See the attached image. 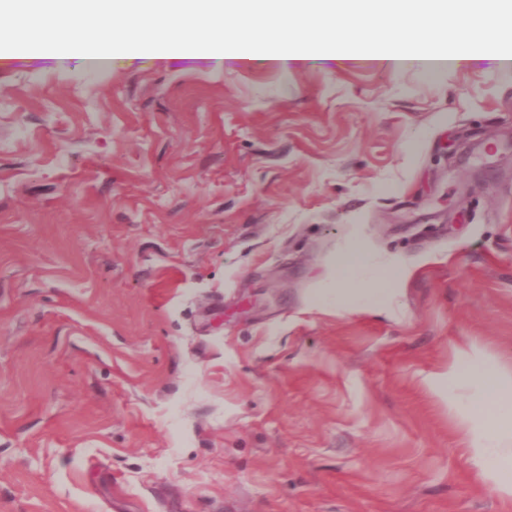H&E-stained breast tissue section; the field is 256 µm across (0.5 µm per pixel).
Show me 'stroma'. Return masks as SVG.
<instances>
[{"label": "stroma", "mask_w": 512, "mask_h": 512, "mask_svg": "<svg viewBox=\"0 0 512 512\" xmlns=\"http://www.w3.org/2000/svg\"><path fill=\"white\" fill-rule=\"evenodd\" d=\"M464 342L512 370L511 71L0 67V512H512ZM364 254L359 243H352L336 260V299L371 300L387 292L386 288H380V282L367 281L358 275L365 264ZM444 375L454 392L448 403L462 423L464 452L477 479L501 497L512 498V482L502 479L501 469L502 463L512 461V371L492 363L481 348L463 345ZM471 404V411L462 409ZM474 416L479 427L471 426Z\"/></svg>", "instance_id": "stroma-1"}]
</instances>
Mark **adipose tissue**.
<instances>
[{
  "label": "adipose tissue",
  "instance_id": "ef3b65f1",
  "mask_svg": "<svg viewBox=\"0 0 512 512\" xmlns=\"http://www.w3.org/2000/svg\"><path fill=\"white\" fill-rule=\"evenodd\" d=\"M66 20L64 43L47 47L30 41L14 52L13 30L37 23L46 0H30L27 11L13 14L10 28H0V62L19 59L54 66L78 62L84 68L109 71L174 60L221 67L246 62L253 67L370 63L392 70L414 68L435 74L482 60L502 70L512 69V21L501 19L499 31L486 30L482 19L500 0H53ZM233 28H226L227 17ZM123 29L111 48H98L94 33L107 32L114 19ZM410 21L409 45L388 50L372 43L373 28L396 34ZM346 24L340 48L328 49L327 37ZM278 25L273 47L248 50L250 30ZM161 27L163 37L150 46L133 40L134 30ZM496 40V51L472 53L476 33ZM451 51H443L442 43ZM364 249L354 243L336 261V297L371 300L383 295L380 282L364 280ZM454 395L449 405L463 426L464 452L477 479L501 497L512 498V482L503 480L501 464L512 461V371L492 363L474 345L458 347L446 372Z\"/></svg>",
  "mask_w": 512,
  "mask_h": 512
}]
</instances>
